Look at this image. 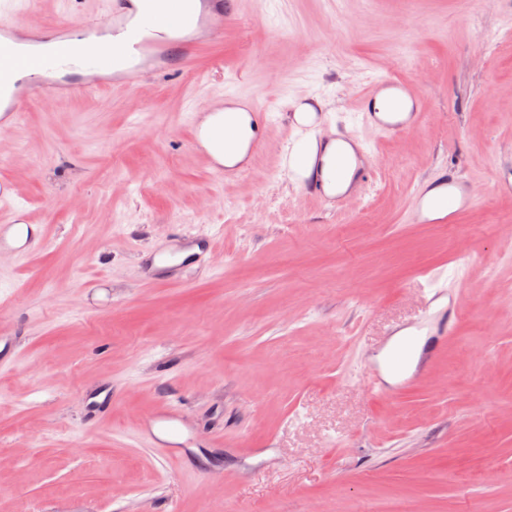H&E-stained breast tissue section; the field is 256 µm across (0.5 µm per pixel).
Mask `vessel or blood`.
<instances>
[{"instance_id": "vessel-or-blood-1", "label": "vessel or blood", "mask_w": 512, "mask_h": 512, "mask_svg": "<svg viewBox=\"0 0 512 512\" xmlns=\"http://www.w3.org/2000/svg\"><path fill=\"white\" fill-rule=\"evenodd\" d=\"M153 9L140 16L135 0H103L99 19H75L46 26L22 18L14 0H0V135L13 132L28 104L51 103L78 94L104 90H129L138 78L151 71L178 65L196 66L208 51L202 35L222 37L224 24L234 13L224 0H149ZM372 95H363L357 109L367 122L386 135L402 126L377 119ZM470 196L449 197L436 218L437 223H456L461 210L471 207ZM41 235L30 224L26 211L15 202V192L7 180H0V247L12 245L27 252L37 247ZM458 311L446 306L424 314V333H413L401 341L393 353L401 369L396 374L394 392H401L418 379V372L404 368L411 357L418 364L432 363L444 350L455 330ZM80 399L92 419H100L112 408V388L103 384L82 392ZM183 419L178 410L150 417L145 430L160 425L170 436L160 449L169 460H182L178 433Z\"/></svg>"}]
</instances>
